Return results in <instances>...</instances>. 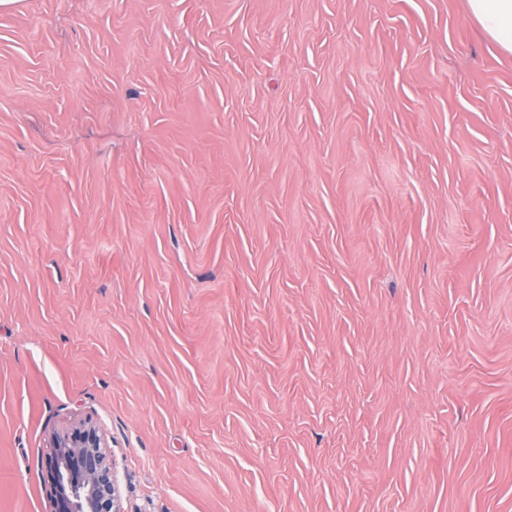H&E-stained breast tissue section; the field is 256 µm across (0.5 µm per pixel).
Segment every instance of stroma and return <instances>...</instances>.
Segmentation results:
<instances>
[{
	"mask_svg": "<svg viewBox=\"0 0 512 512\" xmlns=\"http://www.w3.org/2000/svg\"><path fill=\"white\" fill-rule=\"evenodd\" d=\"M84 421L124 512H512V52L469 0L0 4V512Z\"/></svg>",
	"mask_w": 512,
	"mask_h": 512,
	"instance_id": "35a3bbf8",
	"label": "stroma"
}]
</instances>
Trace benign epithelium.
<instances>
[{"instance_id": "obj_1", "label": "benign epithelium", "mask_w": 512, "mask_h": 512, "mask_svg": "<svg viewBox=\"0 0 512 512\" xmlns=\"http://www.w3.org/2000/svg\"><path fill=\"white\" fill-rule=\"evenodd\" d=\"M42 469L52 488L50 512H121L115 463L95 425L54 437Z\"/></svg>"}]
</instances>
